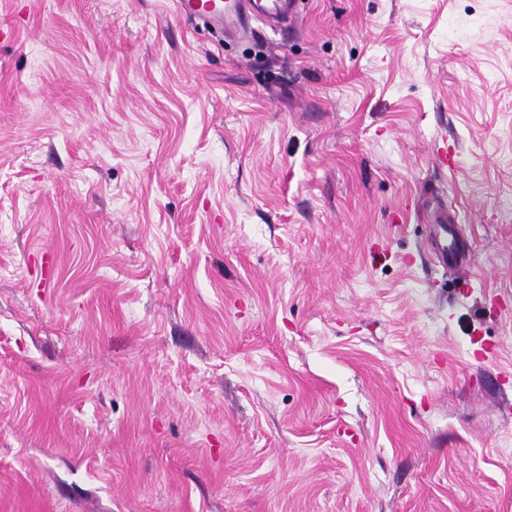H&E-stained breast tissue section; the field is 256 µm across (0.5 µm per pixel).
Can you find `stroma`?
I'll return each mask as SVG.
<instances>
[{"label":"stroma","instance_id":"stroma-1","mask_svg":"<svg viewBox=\"0 0 512 512\" xmlns=\"http://www.w3.org/2000/svg\"><path fill=\"white\" fill-rule=\"evenodd\" d=\"M253 26L0 0V512H512V0Z\"/></svg>","mask_w":512,"mask_h":512}]
</instances>
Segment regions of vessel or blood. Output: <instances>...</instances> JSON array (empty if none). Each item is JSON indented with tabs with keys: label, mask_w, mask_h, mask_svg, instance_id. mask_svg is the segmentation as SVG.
<instances>
[{
	"label": "vessel or blood",
	"mask_w": 512,
	"mask_h": 512,
	"mask_svg": "<svg viewBox=\"0 0 512 512\" xmlns=\"http://www.w3.org/2000/svg\"><path fill=\"white\" fill-rule=\"evenodd\" d=\"M296 0H174L177 17L227 38L243 37L255 18L282 24Z\"/></svg>",
	"instance_id": "vessel-or-blood-1"
}]
</instances>
